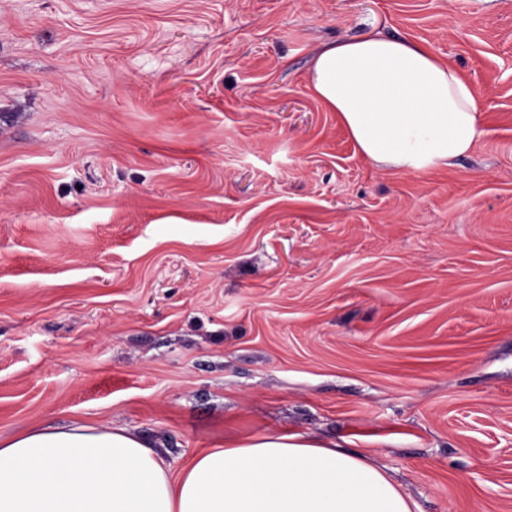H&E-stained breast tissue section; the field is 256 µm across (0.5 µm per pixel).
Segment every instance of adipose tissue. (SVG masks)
<instances>
[{
    "label": "adipose tissue",
    "mask_w": 512,
    "mask_h": 512,
    "mask_svg": "<svg viewBox=\"0 0 512 512\" xmlns=\"http://www.w3.org/2000/svg\"><path fill=\"white\" fill-rule=\"evenodd\" d=\"M309 84L360 152L400 172L450 164L482 131L473 85L425 47L378 33L323 46ZM0 512H412L365 454L263 436L171 474L124 427L73 423L0 439Z\"/></svg>",
    "instance_id": "ef3b65f1"
}]
</instances>
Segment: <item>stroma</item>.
Here are the masks:
<instances>
[{
  "mask_svg": "<svg viewBox=\"0 0 512 512\" xmlns=\"http://www.w3.org/2000/svg\"><path fill=\"white\" fill-rule=\"evenodd\" d=\"M373 31L473 85L467 155L394 171L315 98ZM71 422L512 512V0H0V438Z\"/></svg>",
  "mask_w": 512,
  "mask_h": 512,
  "instance_id": "35a3bbf8",
  "label": "stroma"
}]
</instances>
